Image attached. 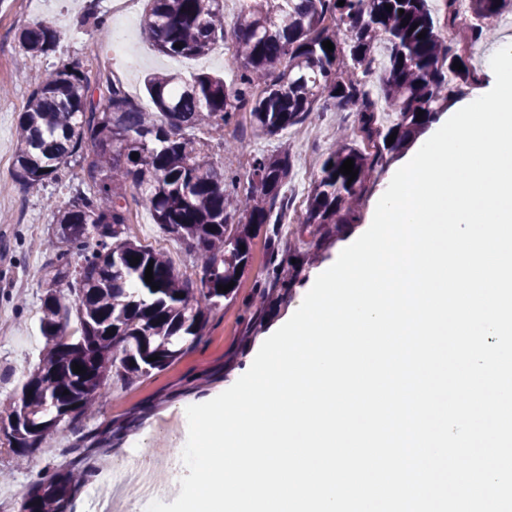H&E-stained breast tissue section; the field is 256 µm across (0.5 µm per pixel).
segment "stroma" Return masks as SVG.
I'll return each mask as SVG.
<instances>
[{"instance_id": "obj_1", "label": "stroma", "mask_w": 512, "mask_h": 512, "mask_svg": "<svg viewBox=\"0 0 512 512\" xmlns=\"http://www.w3.org/2000/svg\"><path fill=\"white\" fill-rule=\"evenodd\" d=\"M145 4L135 0L130 17L112 10V0H55L54 9H45L42 0H0V404H8L19 393L33 370L43 347L39 331V309L43 295L42 276L54 256L33 249V242L52 235V210L64 206L70 195L68 185L48 184L41 192L22 190L12 177L16 154L18 116L31 91L44 75L61 62L80 59L91 77L115 76L133 98L148 103L144 79L151 72H169L189 80L208 73L224 80L236 77L225 68L218 51L200 57L171 59L159 54L140 28ZM103 16L107 24L96 31L93 18ZM50 22L60 34L54 53L32 56L19 43L20 31L33 23ZM128 27L139 44V59L127 69L123 58L112 53V36ZM322 121L325 137L307 141L295 130L287 136L294 144L292 176L285 194L292 209H299L322 159L336 146L337 126L354 127L353 112H329ZM133 231L144 244L163 249L177 269L190 264L182 243L163 233L152 213L136 208ZM268 254L264 241H257L252 266L245 273L236 301L213 315L198 344L178 362L151 376L130 383H113L97 416L76 423L64 435L46 439L43 451L28 464H17L9 450L0 451V512H18L21 495L36 468L61 464L72 459V447L88 430H104L113 422H126V434L118 446L89 448L84 465L92 475L74 498L75 512H90L89 498H112V481L133 456L152 448H170L184 434L176 427L180 404L206 402L223 392L225 385L242 376L251 365L258 340L266 335L300 302V289H293L275 310L255 326H248L247 301L257 273Z\"/></svg>"}]
</instances>
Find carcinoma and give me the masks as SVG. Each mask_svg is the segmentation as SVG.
<instances>
[{"instance_id":"cac0c4a2","label":"carcinoma","mask_w":512,"mask_h":512,"mask_svg":"<svg viewBox=\"0 0 512 512\" xmlns=\"http://www.w3.org/2000/svg\"><path fill=\"white\" fill-rule=\"evenodd\" d=\"M240 2L229 33L221 0H147L143 16L156 50L168 57L205 55L231 38L238 68L232 84L209 74L188 83L175 74H153L146 80L153 109L146 111L121 84L91 80L75 59L49 72L27 99L13 179L37 190L62 181L74 167L82 178L68 205L52 211L56 227L47 247L57 251L56 262L44 270L42 355L20 395L0 411V420L17 418L0 445L21 461L48 434L94 416L112 378L132 382L194 348L212 314L236 300L261 234L269 258L252 288L254 316L288 296L315 250L359 222L377 171L428 126L454 89L478 80L470 50L442 36L428 0ZM455 2L446 0L443 26L465 31L471 45L512 12V0H467L466 23ZM59 39L44 23L19 34L34 56L55 51ZM327 40L334 50H325ZM381 45L387 65L378 94L367 77ZM456 61L463 69L453 68ZM377 94L394 113L388 124L378 120ZM344 110L355 112L356 126L323 158L294 230L309 238L308 247L290 248L284 256L279 218L293 146L252 155L242 187L209 161L212 143H224L228 131L238 136L243 127L255 137H278L314 112ZM393 133L395 141L386 144ZM349 158L358 170L351 182L340 173ZM134 203L186 245L190 270L176 269L166 252L132 235ZM135 257L140 261L133 266ZM150 263L155 290L145 282ZM131 280L134 289L127 287ZM231 281L233 288L218 292ZM76 363L84 373H74ZM85 477L77 462L38 473L20 512H72Z\"/></svg>"}]
</instances>
